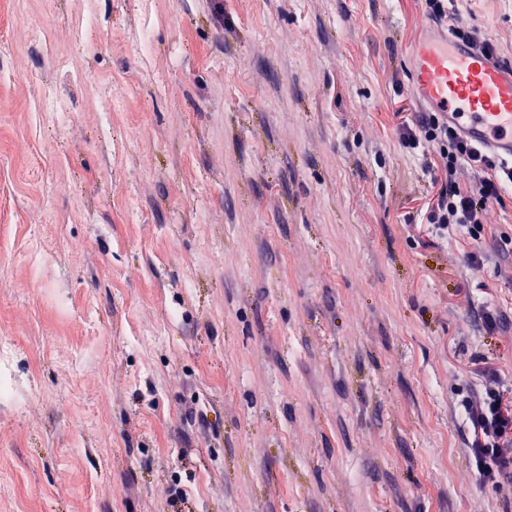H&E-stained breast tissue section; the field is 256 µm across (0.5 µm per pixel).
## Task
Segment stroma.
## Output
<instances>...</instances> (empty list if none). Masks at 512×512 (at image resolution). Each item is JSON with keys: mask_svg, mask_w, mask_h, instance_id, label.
I'll use <instances>...</instances> for the list:
<instances>
[{"mask_svg": "<svg viewBox=\"0 0 512 512\" xmlns=\"http://www.w3.org/2000/svg\"><path fill=\"white\" fill-rule=\"evenodd\" d=\"M459 20L512 64V0ZM432 27L0 0V512H502L461 401L481 363L512 400V188L479 240L424 221Z\"/></svg>", "mask_w": 512, "mask_h": 512, "instance_id": "stroma-1", "label": "stroma"}]
</instances>
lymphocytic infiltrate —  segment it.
I'll return each instance as SVG.
<instances>
[{
    "instance_id": "obj_1",
    "label": "lymphocytic infiltrate",
    "mask_w": 512,
    "mask_h": 512,
    "mask_svg": "<svg viewBox=\"0 0 512 512\" xmlns=\"http://www.w3.org/2000/svg\"><path fill=\"white\" fill-rule=\"evenodd\" d=\"M429 19L448 27L458 39L495 54L496 46L479 28L455 25L459 0H425ZM400 140L405 148L415 150L429 144L438 155L437 169L444 176L435 201L426 209V222L439 234L449 227L467 230L480 239L486 224L492 223L495 204L506 185H512V167L494 159L466 141L438 112L419 113L415 121L403 123ZM470 184H463L464 175ZM480 393L465 398L462 406L472 434L467 456L477 485L512 486V409L504 406L502 380L494 370L483 373Z\"/></svg>"
}]
</instances>
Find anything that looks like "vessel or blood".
Listing matches in <instances>:
<instances>
[{
  "label": "vessel or blood",
  "instance_id": "1",
  "mask_svg": "<svg viewBox=\"0 0 512 512\" xmlns=\"http://www.w3.org/2000/svg\"><path fill=\"white\" fill-rule=\"evenodd\" d=\"M411 85L468 140L512 161V66L447 34L419 43Z\"/></svg>",
  "mask_w": 512,
  "mask_h": 512
}]
</instances>
